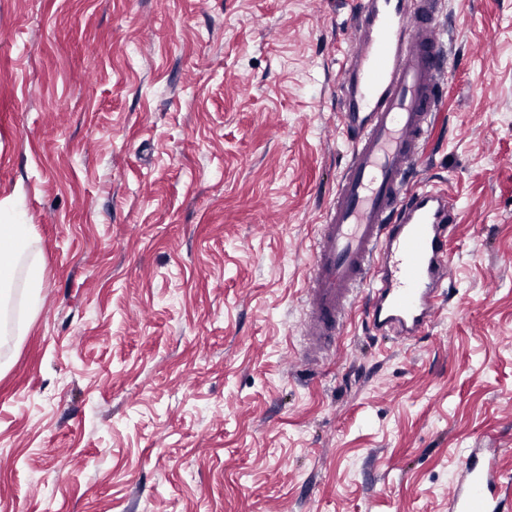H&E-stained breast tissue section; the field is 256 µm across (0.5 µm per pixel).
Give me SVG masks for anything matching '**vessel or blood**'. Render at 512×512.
<instances>
[{"label": "vessel or blood", "mask_w": 512, "mask_h": 512, "mask_svg": "<svg viewBox=\"0 0 512 512\" xmlns=\"http://www.w3.org/2000/svg\"><path fill=\"white\" fill-rule=\"evenodd\" d=\"M338 115L349 157L314 242L299 362L323 361L354 309L380 336L415 340L442 310L458 212L418 187L453 71L439 0H355ZM500 451H466L448 488L449 512H512Z\"/></svg>", "instance_id": "1"}]
</instances>
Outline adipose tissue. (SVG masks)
Here are the masks:
<instances>
[{"label":"adipose tissue","mask_w":512,"mask_h":512,"mask_svg":"<svg viewBox=\"0 0 512 512\" xmlns=\"http://www.w3.org/2000/svg\"><path fill=\"white\" fill-rule=\"evenodd\" d=\"M30 239L23 216L0 207V325H12L19 334L27 323L16 315L13 290L19 283L37 287L42 277L41 259L29 248Z\"/></svg>","instance_id":"ef3b65f1"}]
</instances>
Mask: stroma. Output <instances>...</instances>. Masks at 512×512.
Returning a JSON list of instances; mask_svg holds the SVG:
<instances>
[{"mask_svg": "<svg viewBox=\"0 0 512 512\" xmlns=\"http://www.w3.org/2000/svg\"><path fill=\"white\" fill-rule=\"evenodd\" d=\"M351 0H0V204L43 265L0 335V512H448L512 479V0H442L420 167L460 222L426 336L299 350L345 163ZM500 448H470L448 488V511L509 512L511 488L502 480Z\"/></svg>", "mask_w": 512, "mask_h": 512, "instance_id": "35a3bbf8", "label": "stroma"}]
</instances>
